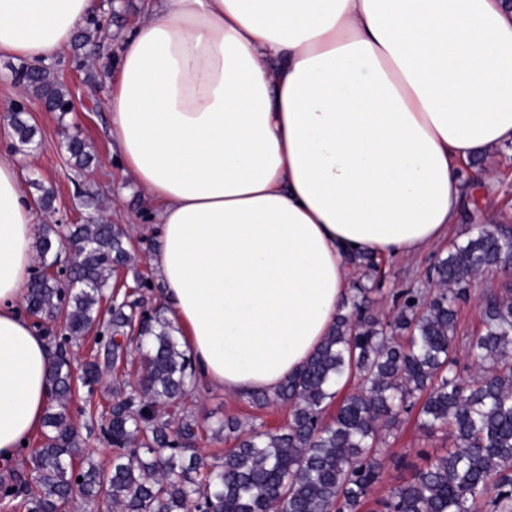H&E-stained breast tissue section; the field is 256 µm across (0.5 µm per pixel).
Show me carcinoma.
Here are the masks:
<instances>
[{
    "instance_id": "1",
    "label": "carcinoma",
    "mask_w": 512,
    "mask_h": 512,
    "mask_svg": "<svg viewBox=\"0 0 512 512\" xmlns=\"http://www.w3.org/2000/svg\"><path fill=\"white\" fill-rule=\"evenodd\" d=\"M22 82L50 109L69 101L43 68H23ZM13 129L19 142L35 143V128L21 117ZM65 148L75 166H88L79 134ZM125 237L114 224H77L69 234L80 246L69 270L73 286L47 274L28 284L29 314L62 319L65 333L48 375L39 446L30 449L25 474L0 480L1 500L23 512H66L77 498L104 500L118 512H363L389 451L382 431L413 414L423 431H448L453 448L426 459L372 512H512V283L481 295L482 330L456 344L457 308L478 276L512 266V226H483L449 244L428 287L399 291L387 322L369 312L377 259H352L361 274L330 335L275 395H250L258 408L288 407L285 429L245 432L226 420L224 436L235 446L209 465L193 452L204 427L167 412L188 387L191 358L160 311L133 315L144 307L136 294L146 283L113 299L102 319L108 280L129 261ZM93 332L110 369L127 362L128 344L142 349L136 385L115 380L98 422L112 452L107 468L83 456L66 408L75 381L91 388L101 378L98 355L76 373L66 349Z\"/></svg>"
}]
</instances>
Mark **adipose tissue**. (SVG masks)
I'll return each instance as SVG.
<instances>
[{
    "mask_svg": "<svg viewBox=\"0 0 512 512\" xmlns=\"http://www.w3.org/2000/svg\"><path fill=\"white\" fill-rule=\"evenodd\" d=\"M96 0H0V55L50 62ZM111 136L201 387L274 394L322 344L351 256L442 242L464 164L512 143L505 0H163L112 71ZM37 208L0 160V462L49 403L23 311Z\"/></svg>",
    "mask_w": 512,
    "mask_h": 512,
    "instance_id": "1",
    "label": "adipose tissue"
}]
</instances>
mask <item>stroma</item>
Segmentation results:
<instances>
[{"label": "stroma", "instance_id": "35a3bbf8", "mask_svg": "<svg viewBox=\"0 0 512 512\" xmlns=\"http://www.w3.org/2000/svg\"><path fill=\"white\" fill-rule=\"evenodd\" d=\"M153 0H112V12L94 33V54L86 56L82 65L74 63V49L50 65L51 75L63 83L75 102L72 112L49 111L33 92L19 90L13 75L20 62L0 56V114L9 113L15 100H22L28 123L35 127L36 154L19 152V141L10 121H0V158L12 161L18 168L24 191L30 199H38L43 190H51L55 200L51 209L40 210L39 225L68 227L91 224L96 219L120 225L128 235L130 262L123 266L112 281L135 286L145 282L141 294L149 309L164 306V288L157 280L151 257L157 242L145 232L150 221L149 206L141 190L125 174L122 162L112 147L109 134V112L106 100L111 87L108 81L110 62L123 51L125 39L134 26L146 18ZM80 132L89 145L91 163L76 167L65 150L67 134ZM483 167L494 168L493 186L475 192L474 204L462 210L457 223L449 225L445 242L412 256L380 258L378 281L381 291L371 306V312L386 320L395 310L393 295L405 288L426 287L429 270L450 242L466 241L479 225L512 222V144L497 149L494 157L482 160ZM114 376L104 372L94 388H78L68 403L69 414L84 438V450L100 463H107L111 451L99 438L96 421L80 415L82 407L102 412L110 404ZM175 416L192 415L210 424L227 418L263 425L275 430L286 426L290 416L287 408L252 407L247 399L226 396L218 388H193L172 408ZM391 452L384 457L375 496L407 480L412 467L423 465L425 457L445 453L453 445L447 434L424 432L414 420L399 423L389 437Z\"/></svg>", "mask_w": 512, "mask_h": 512}]
</instances>
